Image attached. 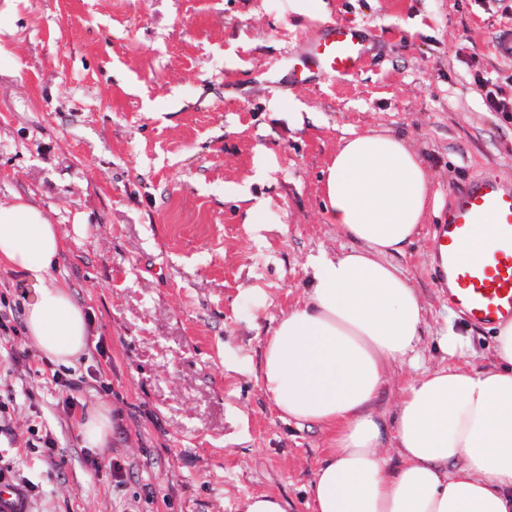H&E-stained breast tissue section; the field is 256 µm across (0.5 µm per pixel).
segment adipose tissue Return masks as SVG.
<instances>
[{
  "mask_svg": "<svg viewBox=\"0 0 512 512\" xmlns=\"http://www.w3.org/2000/svg\"><path fill=\"white\" fill-rule=\"evenodd\" d=\"M330 223L350 250L307 264L306 301L283 313L263 345L259 377L282 418L331 434L309 483L311 512H512V323L494 364L425 370L404 390L395 422L399 461L380 453L371 404L389 362L405 360L426 324L418 293L389 257L420 233L432 182L397 136L343 139L322 182ZM63 238L36 204L0 206V267L34 288L26 333L73 367L90 336L83 310L54 276Z\"/></svg>",
  "mask_w": 512,
  "mask_h": 512,
  "instance_id": "ef3b65f1",
  "label": "adipose tissue"
}]
</instances>
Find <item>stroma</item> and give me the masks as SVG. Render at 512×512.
<instances>
[{
  "instance_id": "1",
  "label": "stroma",
  "mask_w": 512,
  "mask_h": 512,
  "mask_svg": "<svg viewBox=\"0 0 512 512\" xmlns=\"http://www.w3.org/2000/svg\"><path fill=\"white\" fill-rule=\"evenodd\" d=\"M322 3L313 20L292 0H0V205L22 196L56 225L54 274L91 323L65 370L82 381L71 407L23 314L16 355L0 352V470L30 485L31 512H242L259 492L310 512L328 434L281 419L259 365L310 256L352 246L321 185L354 132L402 138L432 179L422 233L393 258L425 306L421 365H490L495 332L449 305L431 245L465 182L512 184V112L485 104L490 88L512 101V59L494 50L512 0ZM336 24L370 36L362 68L285 90V51ZM448 330L464 355L442 351ZM415 376L393 364L373 402L393 464ZM101 403L112 438L92 449L80 426Z\"/></svg>"
}]
</instances>
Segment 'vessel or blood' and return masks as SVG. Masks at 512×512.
I'll use <instances>...</instances> for the list:
<instances>
[{"label":"vessel or blood","instance_id":"b4317fda","mask_svg":"<svg viewBox=\"0 0 512 512\" xmlns=\"http://www.w3.org/2000/svg\"><path fill=\"white\" fill-rule=\"evenodd\" d=\"M369 47L355 27L338 24L318 38L292 51L297 64L288 70V85L319 77L339 78L357 71ZM494 217L495 236L487 244L486 258L466 259L465 246L476 224ZM439 284L448 302L477 327L512 322V185L493 176L471 180L455 195L448 219L433 240ZM25 489L10 482L0 484V512H27Z\"/></svg>","mask_w":512,"mask_h":512}]
</instances>
